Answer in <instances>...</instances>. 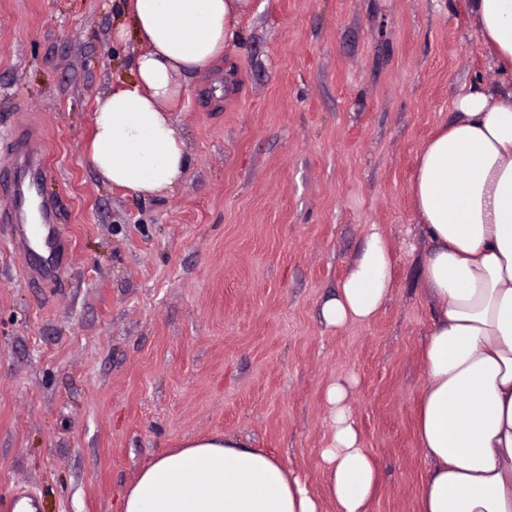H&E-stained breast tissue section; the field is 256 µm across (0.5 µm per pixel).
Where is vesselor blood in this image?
I'll return each mask as SVG.
<instances>
[{
    "label": "vessel or blood",
    "instance_id": "1",
    "mask_svg": "<svg viewBox=\"0 0 512 512\" xmlns=\"http://www.w3.org/2000/svg\"><path fill=\"white\" fill-rule=\"evenodd\" d=\"M12 151L14 162L8 180L13 205L0 211V223L15 227V247L20 251L27 250L32 238L45 233L52 235L55 241L53 263L31 264L29 272L36 280L58 281L65 273L68 243L66 235L57 226L58 217L54 203L40 192L44 176L42 152L37 147L35 138L27 135L14 142Z\"/></svg>",
    "mask_w": 512,
    "mask_h": 512
}]
</instances>
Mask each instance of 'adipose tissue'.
<instances>
[{
    "mask_svg": "<svg viewBox=\"0 0 512 512\" xmlns=\"http://www.w3.org/2000/svg\"><path fill=\"white\" fill-rule=\"evenodd\" d=\"M142 50L135 77L96 100L86 149L103 181L147 198L172 192L190 159L168 110L186 74L222 57L252 0H119ZM483 46L512 71V0H469ZM420 149L411 183L430 243L423 285L434 305L416 415L430 464L419 512H512V90L473 85ZM392 294V253L371 230L321 315L340 330L376 316ZM325 391L326 494L272 454L234 435L157 455L125 492L121 512H368L378 475L349 399Z\"/></svg>",
    "mask_w": 512,
    "mask_h": 512,
    "instance_id": "obj_1",
    "label": "adipose tissue"
}]
</instances>
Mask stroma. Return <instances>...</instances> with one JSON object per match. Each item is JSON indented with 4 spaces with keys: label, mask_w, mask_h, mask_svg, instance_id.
<instances>
[{
    "label": "stroma",
    "mask_w": 512,
    "mask_h": 512,
    "mask_svg": "<svg viewBox=\"0 0 512 512\" xmlns=\"http://www.w3.org/2000/svg\"><path fill=\"white\" fill-rule=\"evenodd\" d=\"M138 50L111 0H0V171L33 131L72 255L61 282H34L0 229V512L26 493L35 512H119L156 455L224 432L324 494L325 390L351 374L370 512H419L434 310L412 170L462 90L512 88L467 0H253L221 64L184 80L186 176L145 199L83 151L96 96L133 78ZM373 224L391 299L329 329L321 307Z\"/></svg>",
    "instance_id": "35a3bbf8"
}]
</instances>
